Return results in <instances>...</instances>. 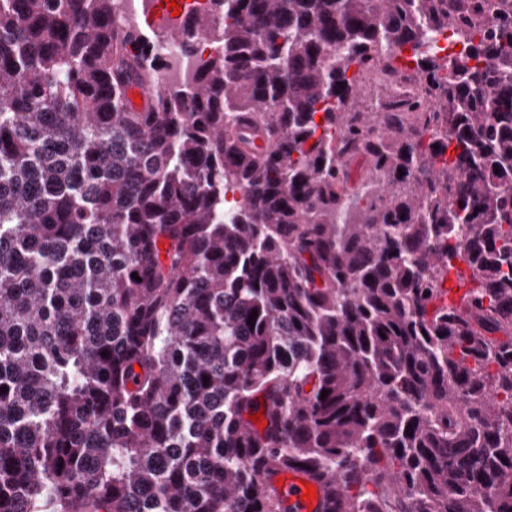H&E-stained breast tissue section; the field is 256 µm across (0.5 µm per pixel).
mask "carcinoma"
<instances>
[{
  "label": "carcinoma",
  "mask_w": 512,
  "mask_h": 512,
  "mask_svg": "<svg viewBox=\"0 0 512 512\" xmlns=\"http://www.w3.org/2000/svg\"><path fill=\"white\" fill-rule=\"evenodd\" d=\"M211 2L0 0V512H512V7ZM114 19L119 24H131L139 27H143V23L150 27L144 16L143 13L140 12L138 8V2L134 0H115L114 7ZM224 34V15H222L216 24L205 34L199 35L194 40V47L197 57L204 54H214L223 47ZM163 57V67L160 71L159 86L167 88L188 82L194 72L196 59L194 64L189 63L188 57L184 51L176 50H160ZM300 480L307 481L313 485V491H316V499L311 498L310 502L302 499L305 489ZM275 483L278 492L288 501V504L293 507L295 512H317L320 502L318 486L307 476L299 472L288 473V475L278 476ZM278 483H281V486H278Z\"/></svg>",
  "instance_id": "cac0c4a2"
}]
</instances>
